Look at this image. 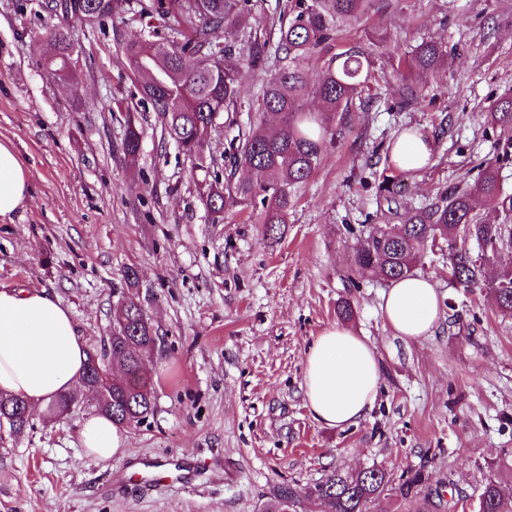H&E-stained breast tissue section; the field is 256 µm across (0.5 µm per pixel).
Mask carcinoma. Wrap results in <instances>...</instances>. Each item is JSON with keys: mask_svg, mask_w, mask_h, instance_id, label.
<instances>
[{"mask_svg": "<svg viewBox=\"0 0 512 512\" xmlns=\"http://www.w3.org/2000/svg\"><path fill=\"white\" fill-rule=\"evenodd\" d=\"M46 0L44 9L57 23L44 28L43 38L51 46L45 64L60 79L77 83L72 66L71 24L103 25L123 7L131 21L143 24L159 17L168 24L167 33L157 28L148 35L124 39L121 49L137 79L142 96L164 121V135L173 140L192 163L204 172L199 181L200 199L213 220L224 219L227 201L261 208L267 230L288 223L292 189L305 182L316 169L328 138L329 127L340 112H347L356 97L372 81L370 47L351 46L331 56L310 81L301 62L323 44L333 40L340 23L365 10L368 0H288V25L279 28L275 48L253 38L242 44L239 33L250 0ZM223 33L218 38L217 33ZM447 56L442 43L423 40L412 50L408 71L397 65L401 84L398 106L419 102L420 91L413 74L434 72ZM274 67L257 95L260 112L274 113L279 123L251 125L238 133L233 153L235 170L257 171L263 181H223L219 163L206 155L211 132L219 121L231 122L236 111L242 70ZM312 95L323 104L324 116L303 110L302 100ZM487 122L498 130L502 154L498 161L512 159V95L501 98L487 113ZM142 135L135 118L128 117L121 143L124 159L135 162ZM480 198L495 201L494 210L476 211ZM441 239L448 245V277L462 288H488L500 313L512 315V265L486 275V262H496L500 252L512 249V193L503 190L499 167L487 164L468 189L453 187L437 201L402 217L394 234L375 224L361 231L353 268L376 269L388 280L409 274L422 258L427 244ZM157 343V332L146 317L140 300L131 293L113 312L112 330L103 344V354L112 357L123 371V379L112 384V405L100 408L118 425H138L154 413L156 398L150 380L143 376L144 356ZM24 399L0 395V417H8L11 432L21 434L30 427L23 413ZM421 472L408 474L395 487L403 498L419 496L422 512L431 501L423 493ZM390 480L377 468L356 473L335 470L315 484L310 493L327 502L331 512H368V505L388 491ZM305 491L296 484L277 485L263 502L261 512H295ZM477 512H505V502L496 475H490L479 494Z\"/></svg>", "mask_w": 512, "mask_h": 512, "instance_id": "obj_1", "label": "carcinoma"}]
</instances>
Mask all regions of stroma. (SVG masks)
<instances>
[{"mask_svg":"<svg viewBox=\"0 0 512 512\" xmlns=\"http://www.w3.org/2000/svg\"><path fill=\"white\" fill-rule=\"evenodd\" d=\"M43 0H0V142L28 168L32 190L0 222V289H46L66 306L89 349L112 328V307L136 269L145 314L157 332L144 371L156 408L129 427L128 452L96 460L80 430L94 394L70 414L32 412L21 435L0 430V512H258L273 487H301L334 470L383 469L391 484L421 471L433 512H476L496 474L512 493V317L484 289L448 278L441 254L416 274L439 292L433 335L408 340L380 314L390 286L378 272L352 273L358 246L346 225L395 224L379 186L395 176L401 210L445 189L473 184L494 161L486 114L512 93V0H370L335 42L304 60L317 76L331 55L372 44L375 78L337 116L308 181L276 236L259 211L228 204L213 222L197 182L202 172L164 140L162 117L137 93L119 41L140 34L126 15L106 33L77 26L79 93L45 66ZM424 38L448 58L421 82L418 104L394 106L401 58ZM268 74L243 71V127L272 116L255 101ZM135 112L142 147L134 165L120 151ZM413 128L434 145L423 169L394 172L386 151ZM375 348L380 380L372 411L344 430L315 421L301 388L305 352L339 324ZM163 460L193 473L188 484L148 485L138 469Z\"/></svg>","mask_w":512,"mask_h":512,"instance_id":"obj_1","label":"stroma"}]
</instances>
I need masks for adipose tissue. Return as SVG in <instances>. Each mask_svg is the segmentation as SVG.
<instances>
[{"label":"adipose tissue","instance_id":"adipose-tissue-1","mask_svg":"<svg viewBox=\"0 0 512 512\" xmlns=\"http://www.w3.org/2000/svg\"><path fill=\"white\" fill-rule=\"evenodd\" d=\"M431 156L429 139L414 131L398 135L391 158L407 171L426 166ZM29 190L27 170L12 148L0 143V219L20 208ZM380 308L385 325L409 340L432 335L439 321L436 287L421 275L393 282ZM87 360L71 312L56 295L0 289V392L42 408L75 391ZM379 378L374 347L346 327L326 328L305 353L304 395L313 419L325 426L342 429L365 419ZM81 441L88 456L109 460L125 455L128 436L110 418L96 414L83 421Z\"/></svg>","mask_w":512,"mask_h":512}]
</instances>
